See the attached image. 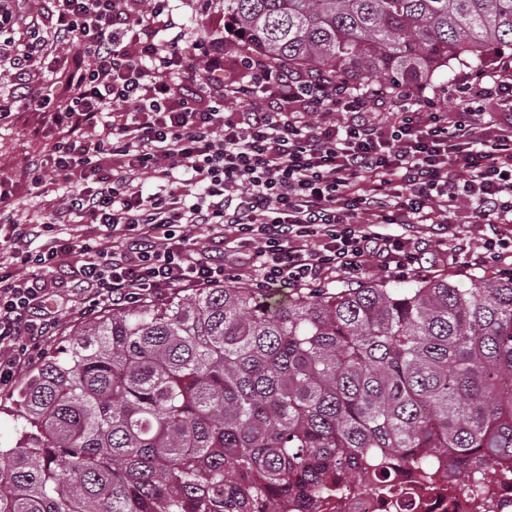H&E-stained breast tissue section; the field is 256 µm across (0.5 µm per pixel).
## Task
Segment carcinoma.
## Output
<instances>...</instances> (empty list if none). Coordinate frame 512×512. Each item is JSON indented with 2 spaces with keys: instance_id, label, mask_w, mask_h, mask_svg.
I'll use <instances>...</instances> for the list:
<instances>
[{
  "instance_id": "cac0c4a2",
  "label": "carcinoma",
  "mask_w": 512,
  "mask_h": 512,
  "mask_svg": "<svg viewBox=\"0 0 512 512\" xmlns=\"http://www.w3.org/2000/svg\"><path fill=\"white\" fill-rule=\"evenodd\" d=\"M292 71L365 86L512 57V0H224ZM0 512H314L370 476L512 461V275L477 288L215 284L77 328L18 395Z\"/></svg>"
}]
</instances>
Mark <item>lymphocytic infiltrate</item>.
Masks as SVG:
<instances>
[{
  "instance_id": "obj_1",
  "label": "lymphocytic infiltrate",
  "mask_w": 512,
  "mask_h": 512,
  "mask_svg": "<svg viewBox=\"0 0 512 512\" xmlns=\"http://www.w3.org/2000/svg\"><path fill=\"white\" fill-rule=\"evenodd\" d=\"M24 0H0V54L11 55L17 91L0 103L42 113L56 134L45 169L65 181L61 207L0 236V390L34 363L59 322L42 312L59 255L80 265L68 285L83 313L163 299L223 281L300 291L372 271H423L428 239L468 200L477 245L443 240L449 267L502 271L512 259V78L500 71L463 82L456 116L411 82L376 99L347 80L304 78L259 53L221 58L223 39L203 37L183 56L178 38L155 37L171 0H51L50 30L30 24L16 43ZM57 82L32 88V69L59 47ZM244 103L245 111L224 105ZM384 112L372 119L371 110ZM346 120H339V113ZM162 182L144 195L143 177ZM199 185L183 193L181 178ZM96 224L81 241L43 232ZM398 233H389V226ZM223 235L224 252L199 248L191 228ZM39 276H23L26 267Z\"/></svg>"
}]
</instances>
